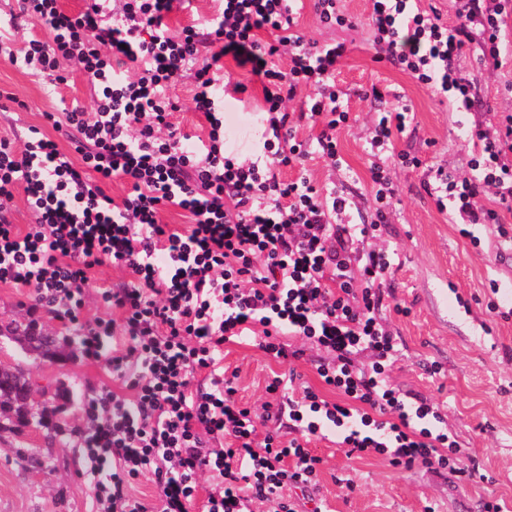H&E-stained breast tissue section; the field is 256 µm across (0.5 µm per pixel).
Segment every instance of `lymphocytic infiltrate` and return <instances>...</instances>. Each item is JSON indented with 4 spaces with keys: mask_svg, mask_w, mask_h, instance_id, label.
Instances as JSON below:
<instances>
[{
    "mask_svg": "<svg viewBox=\"0 0 512 512\" xmlns=\"http://www.w3.org/2000/svg\"><path fill=\"white\" fill-rule=\"evenodd\" d=\"M174 2L123 0L117 10L90 0L70 14L57 0H17L20 16L51 31L50 40L29 41L27 69L56 78L75 62L97 90L92 110L73 108L54 125L80 162L44 136L21 147L0 138V284L28 289V314L45 308L70 325L79 357L104 365L122 385L88 399L73 433L93 478V512H192L201 489L206 512H253L257 500L295 512L285 487L311 485L321 462L297 438L327 427L342 431L348 455L374 450L407 469L464 473L458 442L426 425L438 416L433 403L408 399L387 379L398 349L378 312L393 257L353 249L398 201L376 158L393 152L409 107L383 112L368 142L372 224L339 223L348 197L303 177L283 180L280 170L314 154L339 164L337 138L350 119L335 81L345 43L297 34L291 0H224L208 25L174 36L166 24ZM511 14L512 0H463L448 26L416 0H371L369 25L377 60L467 112L473 86L454 60L475 42L483 61L501 66ZM228 58L262 87L257 159L226 156L220 144L215 96ZM127 62L132 70L122 71ZM185 76L195 111L211 127L195 148L171 121L180 108L174 88ZM302 87L310 94L299 116L318 129L309 140L297 139L288 110ZM471 138L480 146L471 175L440 169L425 188L464 223L500 225L501 243L512 249V232L501 226L503 211H512V115L495 136L477 126ZM117 177L130 186L118 204L103 189ZM19 187L34 215L24 228L13 222ZM169 208L187 212L190 224L161 223ZM105 265L130 279L103 289L105 314L84 318L83 297ZM254 333L282 361L303 355L288 350V335L324 350L316 372L338 400L309 387L295 397L277 377L261 413L240 405L224 376V345ZM366 352L370 365H359ZM144 474L157 488L148 500L132 492Z\"/></svg>",
    "mask_w": 512,
    "mask_h": 512,
    "instance_id": "obj_1",
    "label": "lymphocytic infiltrate"
}]
</instances>
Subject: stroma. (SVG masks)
Masks as SVG:
<instances>
[{"mask_svg":"<svg viewBox=\"0 0 512 512\" xmlns=\"http://www.w3.org/2000/svg\"><path fill=\"white\" fill-rule=\"evenodd\" d=\"M15 0H0V33L10 39L12 56L0 55V138L37 127L56 137L53 120H64L66 109L90 107L93 87L75 65H67L66 80L50 85L21 62L30 39L48 40L50 33L36 18L11 28ZM353 30L327 28L317 19L311 0H304L298 17L306 38L345 42L347 56L337 76L350 123L339 135L340 166L321 157L304 168L286 167L285 179L307 176L317 187L334 188L350 200L343 221H369L373 205L365 139L381 112L406 100L415 119L395 136L397 150L418 157L420 167L393 163L389 175L401 196L385 224L379 225L365 248L394 251L395 274L385 293L382 318L399 343L402 355L390 380L400 390L435 403L441 430L452 434L464 462L476 466L474 478L422 466L394 467L386 456L370 451L346 457L336 433L312 439L306 448L322 460L315 485L308 491L288 489L299 512H483L485 500H500L512 512V251L499 243L496 225L463 227L441 212L423 183L431 171L458 175L468 170L472 125L495 131L501 116L512 114V45L502 68L487 66L477 45H470L457 65L475 86L471 112H455L452 102L418 84L397 67L376 61L370 42L368 0H343ZM224 9V0H187L175 5L166 20L171 34L202 26ZM224 67L232 84L217 92L215 108L224 116V152L251 158L262 146L261 86L232 59ZM246 92L235 91V84ZM378 89L380 98L370 97ZM184 106L173 122L188 145L207 139L205 118L194 112L190 79L175 87ZM61 152L72 154L65 138L56 137ZM224 373L232 377L237 400L259 408L265 387L274 376L300 375L322 398L337 394L317 376L309 357L281 363L242 338L224 346ZM0 366L25 374L33 385L31 404L43 422L15 426L0 419V512H91L93 483L70 443L82 421L84 399L111 385L103 365L68 354L53 359L22 354L11 341L0 342ZM70 397L58 396V386Z\"/></svg>","mask_w":512,"mask_h":512,"instance_id":"stroma-1","label":"stroma"}]
</instances>
